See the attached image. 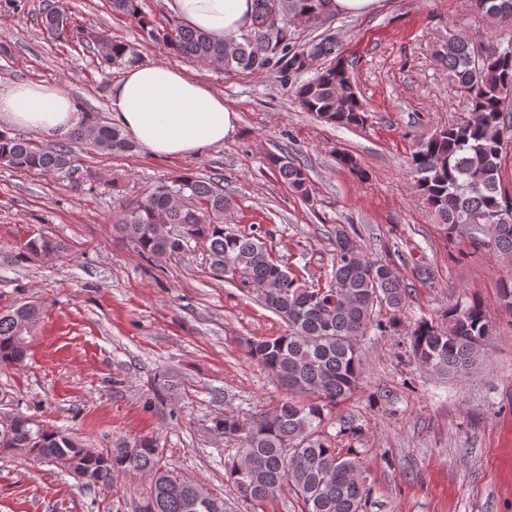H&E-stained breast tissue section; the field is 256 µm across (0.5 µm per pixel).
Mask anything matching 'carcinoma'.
<instances>
[{"mask_svg":"<svg viewBox=\"0 0 512 512\" xmlns=\"http://www.w3.org/2000/svg\"><path fill=\"white\" fill-rule=\"evenodd\" d=\"M332 2L253 0L251 26L234 42L218 43L181 25L158 28L142 12L141 0H111L112 11L137 22L149 39L164 43L178 57L226 71L276 67L285 75L301 72L309 58L333 54L326 39L294 45L291 29L296 22H318L331 12ZM472 8L492 29L512 23V0H472ZM41 23L49 38L96 51L104 67L137 60L129 44L90 36L54 4L45 8ZM440 60L448 67V80L467 99V115L418 141L409 174L446 237L464 236L472 252H496L512 261V187L502 179L512 145V39L494 35L477 41L450 31ZM294 94L304 111L327 124L352 128L367 122V110L340 60L297 85ZM70 138L111 152L134 148L119 128L85 110ZM72 163L70 149L0 132L1 166L62 173ZM268 163L299 197L313 198L303 163L286 153L268 156ZM234 208V199L218 181L186 174L151 187L116 223L145 256L178 254L193 241L207 244L212 276L239 283L288 326L285 334L248 343L251 357L288 390L286 398L272 411L244 419L226 414L215 422L220 435L237 447L225 468L233 491L259 506L287 486L301 512H365L371 486L359 472L354 449L333 447L322 427L362 381L357 338L394 325L380 319L377 310L402 311L407 287L388 263L367 257L338 225L330 279L312 288L284 261L272 259L266 236L224 227ZM64 251L60 240L39 234L17 247L13 259L32 263ZM41 318L42 307L35 301L0 312L1 367L23 363ZM445 319L444 326L418 321L410 332V354L424 369L463 377L480 360L493 325L486 307L474 298L448 307ZM0 452L43 459L83 487L109 489L119 478L146 474L149 483L137 496L144 512H224V497L168 466L152 436L89 448L69 432L18 412L10 422H0Z\"/></svg>","mask_w":512,"mask_h":512,"instance_id":"carcinoma-1","label":"carcinoma"}]
</instances>
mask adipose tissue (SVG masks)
<instances>
[{"label": "adipose tissue", "instance_id": "adipose-tissue-1", "mask_svg": "<svg viewBox=\"0 0 512 512\" xmlns=\"http://www.w3.org/2000/svg\"><path fill=\"white\" fill-rule=\"evenodd\" d=\"M186 26L228 41L251 22L252 0H166ZM111 109L121 129L153 155L180 157L221 143L238 116L222 95L168 65L133 63L112 88ZM80 114L68 95L44 85L0 86V123L66 133Z\"/></svg>", "mask_w": 512, "mask_h": 512}]
</instances>
